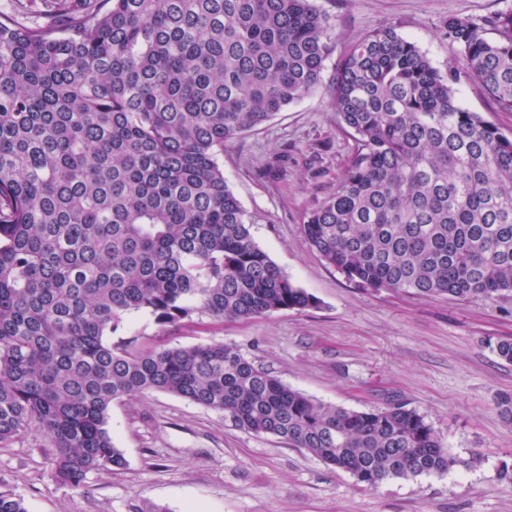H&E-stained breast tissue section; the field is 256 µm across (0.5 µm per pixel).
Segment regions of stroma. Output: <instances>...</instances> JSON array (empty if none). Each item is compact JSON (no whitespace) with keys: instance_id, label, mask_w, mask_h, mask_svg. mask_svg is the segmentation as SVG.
Returning a JSON list of instances; mask_svg holds the SVG:
<instances>
[{"instance_id":"stroma-1","label":"stroma","mask_w":512,"mask_h":512,"mask_svg":"<svg viewBox=\"0 0 512 512\" xmlns=\"http://www.w3.org/2000/svg\"><path fill=\"white\" fill-rule=\"evenodd\" d=\"M330 22L333 55L367 33L396 26L439 69L458 50L442 38L451 17L485 18L512 0H313ZM457 100L512 137L470 79ZM353 140L319 88L259 128L226 142L224 179L251 217L258 245L316 307L245 321L205 314L169 327L128 315L121 337L137 346L233 344L286 385L351 410L399 401L438 430L470 468L374 489L270 435L246 433L213 411L152 392L113 402L108 428L126 465L72 489L54 482L51 450L28 434L0 447V490L27 512H512V427L498 400L512 395V362L491 345L512 338V293L457 301L372 290L348 281L310 247L303 217L339 184Z\"/></svg>"}]
</instances>
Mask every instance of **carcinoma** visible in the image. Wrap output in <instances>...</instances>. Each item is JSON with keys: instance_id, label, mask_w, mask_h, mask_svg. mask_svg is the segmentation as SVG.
Listing matches in <instances>:
<instances>
[{"instance_id": "obj_1", "label": "carcinoma", "mask_w": 512, "mask_h": 512, "mask_svg": "<svg viewBox=\"0 0 512 512\" xmlns=\"http://www.w3.org/2000/svg\"><path fill=\"white\" fill-rule=\"evenodd\" d=\"M443 36L459 52L445 72L393 26L337 59L328 89L353 151L303 224L359 286L465 301L512 292V138L455 98L465 74L512 112V10L450 17ZM331 49L311 0L0 12V447L41 435L53 480L80 488L125 465L112 403L160 391L364 488L472 464L416 410L320 402L236 346L112 341L140 310L165 327L317 305L254 241L217 157L319 88ZM0 512L27 510L0 491Z\"/></svg>"}]
</instances>
